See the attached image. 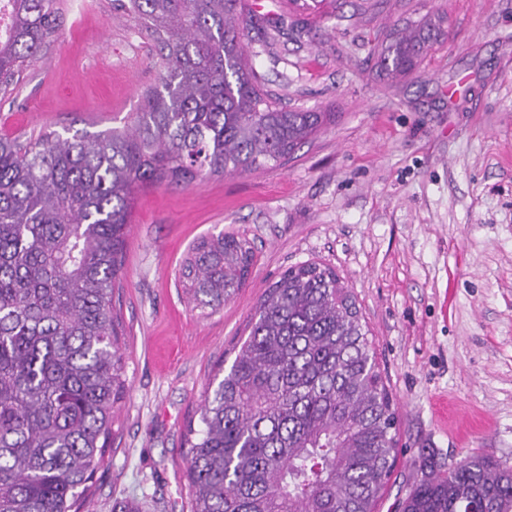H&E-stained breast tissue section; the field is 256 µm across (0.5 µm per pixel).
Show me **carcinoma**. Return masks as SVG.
Segmentation results:
<instances>
[{"label":"carcinoma","instance_id":"obj_1","mask_svg":"<svg viewBox=\"0 0 512 512\" xmlns=\"http://www.w3.org/2000/svg\"><path fill=\"white\" fill-rule=\"evenodd\" d=\"M0 87L58 32L55 0H0ZM158 49L157 83L121 125L0 136V512H79L125 387L121 287L136 189L276 167L332 113L288 110L253 66L245 31L272 54L283 26L247 0H114ZM439 15L393 27L380 74L411 73L443 34ZM254 253L205 235L177 286L224 305ZM353 295L305 262L268 289L229 371L208 390L188 479L195 512H374L390 479L397 414ZM402 512H512V468L470 455L434 462Z\"/></svg>","mask_w":512,"mask_h":512}]
</instances>
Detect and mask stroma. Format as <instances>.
I'll return each mask as SVG.
<instances>
[{
  "label": "stroma",
  "instance_id": "1",
  "mask_svg": "<svg viewBox=\"0 0 512 512\" xmlns=\"http://www.w3.org/2000/svg\"><path fill=\"white\" fill-rule=\"evenodd\" d=\"M338 0L302 14L304 44L249 50L290 108L332 119L280 166L152 187L132 204L116 311L126 390L81 512H194L189 423L232 364L268 287L289 267L336 271L369 327L398 416L397 461L376 512L399 504L424 457L474 452L512 467V0ZM59 32L0 97V134L97 132L137 111L156 52L112 0H56ZM436 13L446 37L419 70L380 79L379 29ZM249 240L245 285L216 311L175 276L197 238Z\"/></svg>",
  "mask_w": 512,
  "mask_h": 512
}]
</instances>
